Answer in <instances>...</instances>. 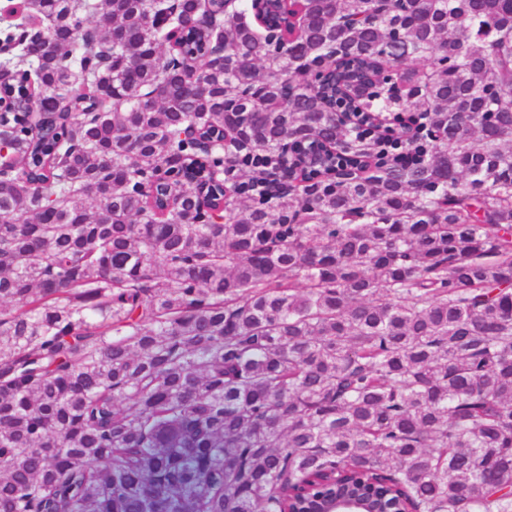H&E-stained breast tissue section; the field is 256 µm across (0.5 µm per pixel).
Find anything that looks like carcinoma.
Listing matches in <instances>:
<instances>
[{
    "label": "carcinoma",
    "mask_w": 512,
    "mask_h": 512,
    "mask_svg": "<svg viewBox=\"0 0 512 512\" xmlns=\"http://www.w3.org/2000/svg\"><path fill=\"white\" fill-rule=\"evenodd\" d=\"M263 2L0 28V512H512V0ZM369 72L409 169L336 119Z\"/></svg>",
    "instance_id": "cac0c4a2"
}]
</instances>
